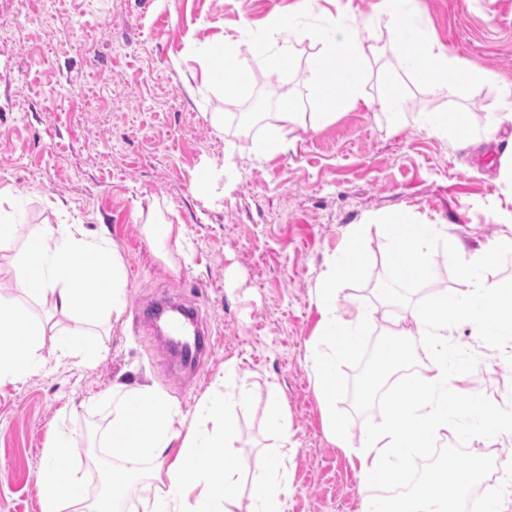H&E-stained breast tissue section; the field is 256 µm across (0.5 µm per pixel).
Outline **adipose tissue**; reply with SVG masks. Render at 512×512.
Listing matches in <instances>:
<instances>
[{
  "instance_id": "obj_1",
  "label": "adipose tissue",
  "mask_w": 512,
  "mask_h": 512,
  "mask_svg": "<svg viewBox=\"0 0 512 512\" xmlns=\"http://www.w3.org/2000/svg\"><path fill=\"white\" fill-rule=\"evenodd\" d=\"M379 6L388 49L405 75L443 91L470 79L464 62L436 42L417 0H380ZM304 118L293 100L282 101L274 114V127L255 145V154L264 157L282 150ZM416 126L440 139L468 136L465 119L445 110L418 113ZM375 229L386 244V263L394 280L428 278L429 256L441 236L438 225L387 220ZM364 231L361 224L347 227L344 248L325 258L315 285L319 341L309 364L334 435L341 431L333 408L336 358L353 350L375 320L372 308L340 302L343 284L360 269L358 249ZM511 252L512 221L495 242L460 264L464 289L445 291L412 321L397 319L389 328L395 342L385 352V360L396 361L405 343L413 342L420 346L426 363L400 388L401 419H388L361 438L355 459L367 492L363 512H455L477 480L480 468L474 465L411 499L371 493L376 485L402 480L406 459L418 449L488 429V396L475 395L464 412L451 400L450 389L468 377L476 362L470 353L449 345L448 330L450 325L465 323L489 343L512 341V289L489 277ZM14 270L16 288L51 301L54 310L69 320V327L55 333L58 358L99 359L94 324L119 321L127 306V270L117 245L106 237L89 235L80 224L49 225L18 255ZM45 333V324L33 321L24 308L0 316V382L21 380L38 367L36 350ZM100 399L112 406L110 447L127 459L156 464L151 475L155 491L143 499L142 512H233L239 468L231 455L234 433L229 410L248 404L247 389L232 397H203L190 414L177 410L149 386L116 385ZM73 445L72 436L61 432L43 454L37 479L51 493L42 512H62L67 502L83 503L81 479L70 464ZM291 492L285 456L267 460L254 474L252 512H286Z\"/></svg>"
}]
</instances>
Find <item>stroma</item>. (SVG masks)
I'll return each mask as SVG.
<instances>
[{"label":"stroma","mask_w":512,"mask_h":512,"mask_svg":"<svg viewBox=\"0 0 512 512\" xmlns=\"http://www.w3.org/2000/svg\"><path fill=\"white\" fill-rule=\"evenodd\" d=\"M296 0H0V187H9L18 220L30 235L45 225L80 219L118 244L127 275V308L118 324L99 326L103 348L93 363L57 360L44 336L39 369L0 385V512H42L46 488L36 473L54 433H71L72 467L89 478L86 447L106 448L112 411L98 402L113 384L162 390L183 412L207 394L246 385L248 407L232 428L240 467L235 512L252 508V474L272 456L264 409L277 396L288 409L293 491L287 512H362L365 493L350 449L381 422L375 408L353 414L351 379L360 351L338 358L334 399L343 443H335L308 358L319 314L312 302L326 256L344 246V229L384 218L448 227L429 280L382 299L372 283L386 276V246L364 242L363 266L343 294L377 309L378 320L412 318L448 289L462 288L458 262L492 242L512 219V191L499 178L500 157L482 135L497 111L499 89L512 86V0H418L437 41L466 61L477 78L449 92L401 75L375 26L378 76L365 87L379 100L387 79L406 95L405 126L391 132L379 108H339L335 121L305 119L285 149L263 159L253 136L233 119L240 108L212 91L199 48L237 38L242 20L256 28L288 13ZM306 41L295 46L292 76L267 70L249 44L240 54L255 93L272 99L307 95ZM465 113L473 141L465 148L416 128L423 111ZM224 115L216 129L210 115ZM238 149L225 176L224 145ZM187 230L189 258L171 269L147 239L141 219ZM0 253V310L26 306L47 318V304L14 288L13 252ZM169 295L196 306L215 348L195 373L171 369L165 342L137 317V306ZM450 340L482 361L457 393L492 396L496 422L512 414V344H484L455 326ZM236 376L224 380L225 363Z\"/></svg>","instance_id":"obj_1"}]
</instances>
